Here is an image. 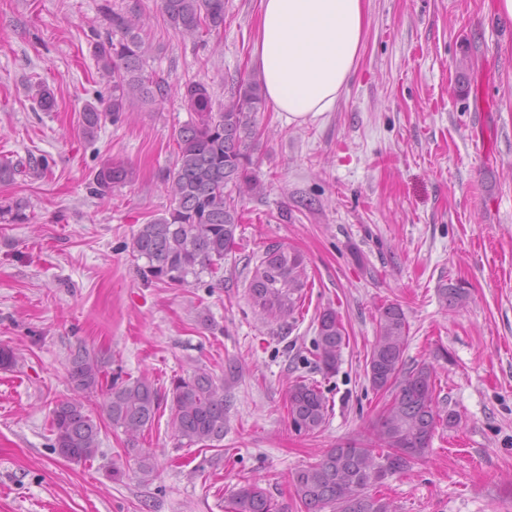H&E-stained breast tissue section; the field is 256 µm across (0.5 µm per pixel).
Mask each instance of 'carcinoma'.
<instances>
[{"mask_svg": "<svg viewBox=\"0 0 512 512\" xmlns=\"http://www.w3.org/2000/svg\"><path fill=\"white\" fill-rule=\"evenodd\" d=\"M112 32L91 44V55L108 87V95L85 104L83 134L96 137L106 120L117 121L136 102L153 103L168 91L144 74L149 47L139 34L142 19L104 4ZM161 10L173 32L193 44L207 45L206 37L224 29L225 0H161ZM176 95L191 114L178 132L175 162L164 176L172 208L142 225L133 236L131 253L145 263L139 272L146 282L182 287L201 275L218 274L235 245L240 223L239 201L262 190L253 174V153L258 141L256 115L264 104L261 81L255 77L236 82L224 104L214 107L213 94L203 82L188 79ZM32 98L44 112H52L56 98L43 82L32 87ZM132 178L122 164L101 167L93 177L92 192L102 198ZM26 205L15 200L0 205V223L28 224ZM306 286L303 258L282 245L267 248L249 284L252 304L273 321L288 323L300 308ZM443 302L459 304L465 288L449 284L440 289ZM408 326L400 305L379 310L377 335L367 362V376L376 391L389 392L391 401L380 418V438L386 452L355 444L329 449L315 463L292 474L294 495L305 512H391L386 503L367 494V488L388 473L403 471L422 457L436 430L455 422L440 413L433 367L424 362L406 367L404 351ZM346 338L336 310L324 308L317 317L315 356L319 370L336 371ZM109 356L78 349L67 370L68 384L78 393H101L103 411L112 428L127 437L142 479L155 477L153 454L137 447L141 432L150 428L161 405L171 403V426L178 446L192 447L224 439V385L199 367L188 376L172 378L162 391L147 377H108ZM288 415L295 430L314 433L326 423L328 400L316 384L298 382L288 390ZM51 448H67L71 460L93 459L100 447L101 426L81 399L57 403L51 411ZM228 512H281L260 485L246 481L233 494Z\"/></svg>", "mask_w": 512, "mask_h": 512, "instance_id": "cac0c4a2", "label": "carcinoma"}]
</instances>
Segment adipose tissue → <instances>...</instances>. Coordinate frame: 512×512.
<instances>
[{
	"label": "adipose tissue",
	"instance_id": "adipose-tissue-1",
	"mask_svg": "<svg viewBox=\"0 0 512 512\" xmlns=\"http://www.w3.org/2000/svg\"><path fill=\"white\" fill-rule=\"evenodd\" d=\"M366 18V0H258L253 55L272 110L299 125L334 111Z\"/></svg>",
	"mask_w": 512,
	"mask_h": 512
}]
</instances>
